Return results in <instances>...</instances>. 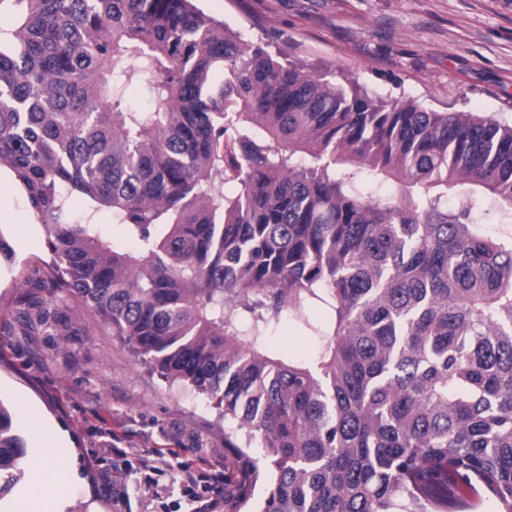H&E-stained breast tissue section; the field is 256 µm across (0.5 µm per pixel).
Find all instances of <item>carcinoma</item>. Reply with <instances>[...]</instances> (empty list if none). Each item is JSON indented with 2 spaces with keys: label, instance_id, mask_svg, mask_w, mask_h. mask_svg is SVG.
<instances>
[{
  "label": "carcinoma",
  "instance_id": "cac0c4a2",
  "mask_svg": "<svg viewBox=\"0 0 512 512\" xmlns=\"http://www.w3.org/2000/svg\"><path fill=\"white\" fill-rule=\"evenodd\" d=\"M3 10L0 167L46 287L234 424L265 485L235 512H448L459 481L512 512V125L334 83L192 0ZM285 316L311 361L270 349ZM27 451L0 400V499Z\"/></svg>",
  "mask_w": 512,
  "mask_h": 512
}]
</instances>
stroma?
Returning a JSON list of instances; mask_svg holds the SVG:
<instances>
[{
  "label": "stroma",
  "instance_id": "1",
  "mask_svg": "<svg viewBox=\"0 0 512 512\" xmlns=\"http://www.w3.org/2000/svg\"><path fill=\"white\" fill-rule=\"evenodd\" d=\"M206 16L283 59L369 95L512 125V0H196ZM0 400L28 441L0 512H29L33 473L68 471L55 512H188L187 493L223 498L231 423L168 384L94 314L42 285L45 235L0 168ZM197 476L194 488L182 468Z\"/></svg>",
  "mask_w": 512,
  "mask_h": 512
}]
</instances>
